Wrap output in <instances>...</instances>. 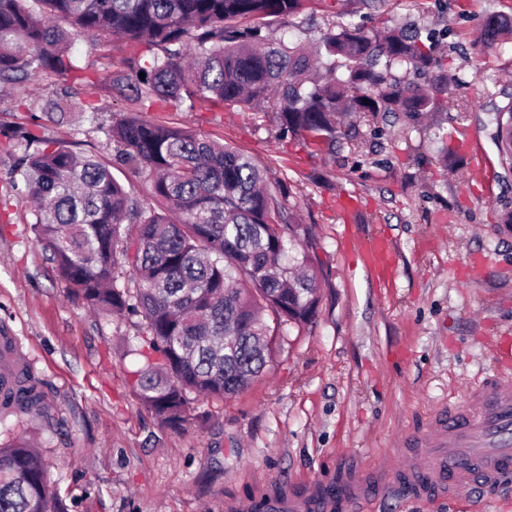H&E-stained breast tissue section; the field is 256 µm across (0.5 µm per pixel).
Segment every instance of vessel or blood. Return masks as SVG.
Here are the masks:
<instances>
[{"label":"vessel or blood","instance_id":"b4317fda","mask_svg":"<svg viewBox=\"0 0 512 512\" xmlns=\"http://www.w3.org/2000/svg\"><path fill=\"white\" fill-rule=\"evenodd\" d=\"M356 245L368 265L382 278L395 268V256L381 237L357 239ZM429 465L424 470H406L409 483L444 489L439 473L448 470L455 486L479 480L486 488L505 485L512 476V374L499 371L469 387L462 399L439 416L430 432L413 442Z\"/></svg>","mask_w":512,"mask_h":512}]
</instances>
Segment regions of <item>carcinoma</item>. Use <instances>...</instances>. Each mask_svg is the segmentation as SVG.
<instances>
[{
    "instance_id": "obj_1",
    "label": "carcinoma",
    "mask_w": 512,
    "mask_h": 512,
    "mask_svg": "<svg viewBox=\"0 0 512 512\" xmlns=\"http://www.w3.org/2000/svg\"><path fill=\"white\" fill-rule=\"evenodd\" d=\"M0 0V85L52 76L60 95L77 70L66 21L102 43H142L105 88L141 108L257 105L276 136L330 146L351 117L400 112L415 123L444 106L448 75L416 31L373 38L342 24L312 53L272 46L248 18L296 16L302 0ZM489 15L477 45L506 33ZM343 68L337 73L336 67ZM434 74L406 81L398 67ZM145 77H140V74ZM368 103H363V100ZM502 161L512 169V102L494 111ZM114 160L149 181L145 203L96 155L20 127L0 130L19 152L9 175L24 183L36 242L95 314L141 317L140 403L180 429L192 398L244 390L273 362L278 337L319 312L312 228L293 215L288 188H266L269 169L240 149L127 112L101 128ZM46 412L40 380L21 361L0 375V420ZM0 512H66L51 491L37 441L0 446Z\"/></svg>"
}]
</instances>
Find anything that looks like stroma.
<instances>
[{
    "instance_id": "obj_1",
    "label": "stroma",
    "mask_w": 512,
    "mask_h": 512,
    "mask_svg": "<svg viewBox=\"0 0 512 512\" xmlns=\"http://www.w3.org/2000/svg\"><path fill=\"white\" fill-rule=\"evenodd\" d=\"M489 14L512 17V0H306V35L269 22L271 39L306 45L335 22L370 35L433 33L450 104L415 128L400 117L359 119L357 137L342 132L335 147L318 148L276 137L257 109L146 111L247 151L271 183H287L322 271L313 322L288 325L264 374L232 397L197 400L178 431L137 398L143 359L127 348L140 318L95 315L57 274L0 148V325L21 341L48 405L44 416L0 424V440L37 436L68 512H266V502L311 489L319 512H512V483L415 498L398 473L383 471L391 460L417 467V449L399 440L425 431L436 411L512 357V176L487 115L512 98V39L474 48ZM70 51L84 73L102 76L134 49L76 32ZM58 89L52 78L14 87L0 99V126L41 125L74 150L111 159L102 129L130 103L84 87L96 111L71 110L59 124L44 111ZM363 236L391 243V280L361 261L354 241ZM358 474L370 498L347 505L330 496Z\"/></svg>"
}]
</instances>
